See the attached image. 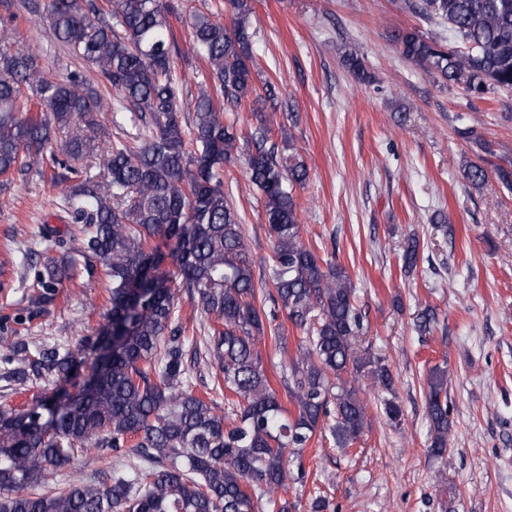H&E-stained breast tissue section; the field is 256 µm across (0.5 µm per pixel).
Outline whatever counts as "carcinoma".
Here are the masks:
<instances>
[{
    "mask_svg": "<svg viewBox=\"0 0 512 512\" xmlns=\"http://www.w3.org/2000/svg\"><path fill=\"white\" fill-rule=\"evenodd\" d=\"M409 8L448 25L457 45L400 31L394 39L406 61L480 99L512 91V0H411ZM168 13L165 0H49L57 39L115 93L113 103L75 71L47 73L39 54L0 30V175L43 176L47 160L51 181L68 184L66 234L40 231L30 315L98 265L111 303L107 324L76 350L18 338L0 357L5 390L43 385L30 406L0 407V512H262L276 489L305 481L302 453L317 429L343 449L362 437L360 380L377 391L388 423H401L390 367L356 348L369 325L348 275L303 240L294 192L308 170L292 133L280 126L277 143L262 118L243 137L225 117L250 96H275L269 80L262 95L254 87L249 0H225V19L190 18L194 48L229 107L202 90L187 127ZM125 119L146 129L143 142L112 137L110 126ZM457 134L479 158L465 178L481 185L493 145L471 127ZM240 155L271 243L257 262L224 195V164ZM87 158L99 174L81 178L72 162ZM158 237L176 242L174 276L158 270ZM68 239L81 241L73 254L60 251ZM401 261L406 272L418 265L417 240ZM175 276L210 322L180 321ZM281 316L304 333L280 375L284 400L255 350L267 334L286 348ZM84 365L87 380L61 401L60 384ZM201 367L207 374L194 376ZM426 412L428 453L442 460L452 420L447 371L438 366ZM91 448L114 453L105 481L50 483L75 451Z\"/></svg>",
    "mask_w": 512,
    "mask_h": 512,
    "instance_id": "cac0c4a2",
    "label": "carcinoma"
}]
</instances>
